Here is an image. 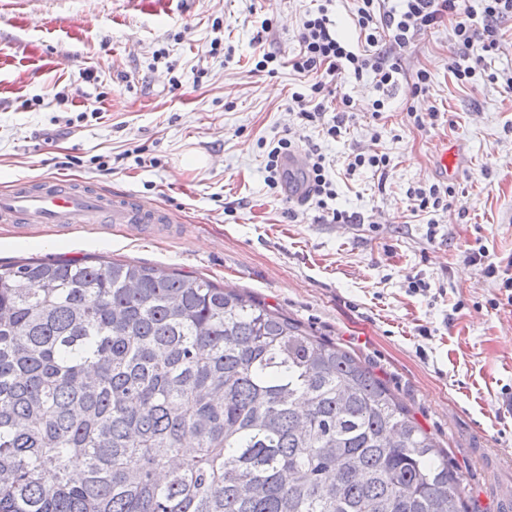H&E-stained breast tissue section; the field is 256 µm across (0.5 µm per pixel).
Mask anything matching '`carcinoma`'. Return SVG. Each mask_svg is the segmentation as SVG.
<instances>
[{
	"label": "carcinoma",
	"mask_w": 512,
	"mask_h": 512,
	"mask_svg": "<svg viewBox=\"0 0 512 512\" xmlns=\"http://www.w3.org/2000/svg\"><path fill=\"white\" fill-rule=\"evenodd\" d=\"M463 492L365 362L247 294L0 265V512H468Z\"/></svg>",
	"instance_id": "1"
}]
</instances>
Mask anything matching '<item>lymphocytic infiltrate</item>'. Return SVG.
<instances>
[{"instance_id": "obj_1", "label": "lymphocytic infiltrate", "mask_w": 512, "mask_h": 512, "mask_svg": "<svg viewBox=\"0 0 512 512\" xmlns=\"http://www.w3.org/2000/svg\"><path fill=\"white\" fill-rule=\"evenodd\" d=\"M355 24L364 37L363 49H354L337 32L327 8L302 20L301 47L292 59L293 70L312 80L309 93H293L303 119L320 118L329 98L335 97L344 73L372 75L382 98L373 102L374 114L385 108L384 96L403 77L402 56L418 34L442 19L452 21L454 55L450 68L464 85L475 84L477 67L499 47L500 19L512 17V0H482L473 11L464 0H356Z\"/></svg>"}]
</instances>
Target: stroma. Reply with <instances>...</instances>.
Instances as JSON below:
<instances>
[{"instance_id": "stroma-1", "label": "stroma", "mask_w": 512, "mask_h": 512, "mask_svg": "<svg viewBox=\"0 0 512 512\" xmlns=\"http://www.w3.org/2000/svg\"><path fill=\"white\" fill-rule=\"evenodd\" d=\"M322 0H43L0 9V193L65 174L78 184L143 201L164 200L176 235L144 241L115 225L16 237L0 223V264L23 260L118 261L176 270L236 289L306 331L356 353L448 453L469 512H501L475 456L512 449V303L502 275L469 254L512 261V20L501 49L473 85L448 68L450 22L403 55L407 76L430 75L425 98L405 86L379 93L345 75L347 131L292 109L306 82L289 66L301 22ZM271 21L262 30L263 21ZM272 52L276 74L254 72ZM497 81H489V74ZM416 116H409L407 106ZM422 125H415V117ZM287 137L326 159L330 207L354 224L322 220L266 182V154ZM459 147L442 175L438 148ZM381 151L385 172L349 170ZM205 157L202 167L187 165ZM450 188L448 211L419 210L418 192Z\"/></svg>"}]
</instances>
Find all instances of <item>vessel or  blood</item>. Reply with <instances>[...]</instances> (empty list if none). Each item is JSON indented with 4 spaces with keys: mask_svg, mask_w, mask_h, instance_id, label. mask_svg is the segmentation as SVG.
Instances as JSON below:
<instances>
[{
    "mask_svg": "<svg viewBox=\"0 0 512 512\" xmlns=\"http://www.w3.org/2000/svg\"><path fill=\"white\" fill-rule=\"evenodd\" d=\"M172 220V212L162 203L106 195L66 178L24 183L0 195V222L13 225L26 238L45 224L60 237L81 224H122L144 234H159Z\"/></svg>",
    "mask_w": 512,
    "mask_h": 512,
    "instance_id": "obj_1",
    "label": "vessel or blood"
}]
</instances>
